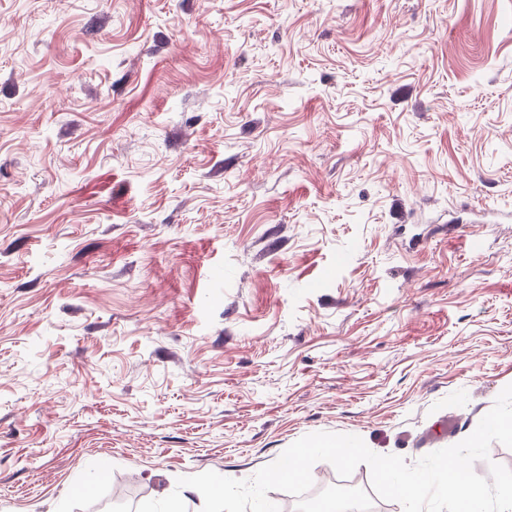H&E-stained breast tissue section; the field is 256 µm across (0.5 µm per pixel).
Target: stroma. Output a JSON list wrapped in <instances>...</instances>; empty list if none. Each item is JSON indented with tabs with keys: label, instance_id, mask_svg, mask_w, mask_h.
Returning a JSON list of instances; mask_svg holds the SVG:
<instances>
[{
	"label": "stroma",
	"instance_id": "stroma-1",
	"mask_svg": "<svg viewBox=\"0 0 512 512\" xmlns=\"http://www.w3.org/2000/svg\"><path fill=\"white\" fill-rule=\"evenodd\" d=\"M510 384L512 0H0V512Z\"/></svg>",
	"mask_w": 512,
	"mask_h": 512
}]
</instances>
